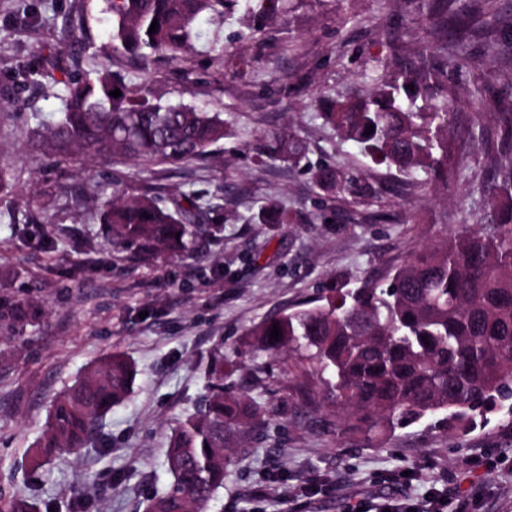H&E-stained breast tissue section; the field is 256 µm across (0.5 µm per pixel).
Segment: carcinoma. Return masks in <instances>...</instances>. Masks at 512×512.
<instances>
[{
    "instance_id": "cac0c4a2",
    "label": "carcinoma",
    "mask_w": 512,
    "mask_h": 512,
    "mask_svg": "<svg viewBox=\"0 0 512 512\" xmlns=\"http://www.w3.org/2000/svg\"><path fill=\"white\" fill-rule=\"evenodd\" d=\"M241 1L257 19L280 13V0H110L111 49L145 65L157 54L177 60L193 48L203 15L222 17ZM417 10L424 23L440 19L437 43L418 63L377 60L372 92L339 102L322 117L342 140L388 166L424 174L421 186L433 175L459 173L464 153L481 147L493 173L485 190L489 214L448 234L436 248L411 250L384 285L338 291L324 304L267 319L251 332L255 349L295 353L311 372L328 375L326 397L369 439L427 418L465 429L512 401V107L502 101L458 124L456 104L448 98V81L468 55L475 24L489 51L512 54V43L498 39L506 12L497 0H484L477 11L471 0H419ZM29 75L36 84L60 87L63 100L62 112L33 129L37 150L182 165L206 155L226 133L221 113L165 100L147 83L131 91L109 69L93 78L64 70ZM117 88L121 96H110ZM419 98L421 108L415 107ZM370 125L374 130L367 135ZM307 154L298 136L272 135L269 157L299 162ZM314 180L338 198H362L372 190L361 185V173L332 167H317ZM209 219L210 206L191 193L166 203L148 194L127 198L117 186L103 213L112 240L152 253L187 249L207 232ZM275 323L280 336L272 341ZM134 378L131 361L121 355L87 368L53 400L35 458L86 447L95 426L128 396ZM223 379L218 375L174 429L166 452L173 482L148 500L146 512H206L224 485L233 465L228 443L247 434L262 409L225 394ZM0 512H38V506L0 495Z\"/></svg>"
}]
</instances>
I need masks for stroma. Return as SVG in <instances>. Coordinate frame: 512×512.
I'll return each mask as SVG.
<instances>
[{
  "instance_id": "1",
  "label": "stroma",
  "mask_w": 512,
  "mask_h": 512,
  "mask_svg": "<svg viewBox=\"0 0 512 512\" xmlns=\"http://www.w3.org/2000/svg\"><path fill=\"white\" fill-rule=\"evenodd\" d=\"M0 0V493L23 494L51 512H144L168 487L169 437L192 413L215 363L226 393L253 398L263 424L229 452L232 475L209 512H377L391 498L422 501L444 490L443 512H512V414L468 432L429 421L376 439L347 423L322 426L299 389L323 394L306 364L259 352L248 332L266 317L323 303L388 280L416 247L433 246L483 214V154H466L458 175L414 191L319 117L317 101L366 95L378 58L423 51L430 29L411 0H285V13L257 23L242 8L202 20L195 51L149 70L107 54L108 0ZM54 44L76 74L108 68L129 88L151 82L223 113L224 139L207 157L176 167L97 156L59 159L33 152L34 114L59 112L57 88L24 82ZM503 69L482 38L452 83L459 111L474 91L486 106L512 100L493 79ZM295 131L306 161H257L271 133ZM357 169L385 184L363 206L329 199L312 167ZM126 196L196 192L216 206L218 230L176 254L136 255L117 245L102 214L113 185ZM288 213L256 224L260 208ZM134 365L132 392L102 419L87 448L36 465L33 450L52 400L111 354Z\"/></svg>"
}]
</instances>
